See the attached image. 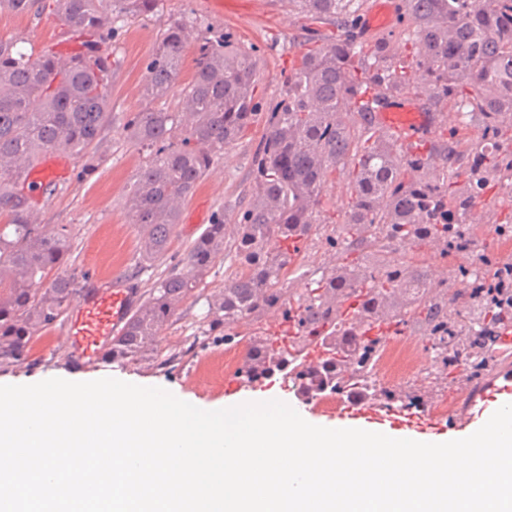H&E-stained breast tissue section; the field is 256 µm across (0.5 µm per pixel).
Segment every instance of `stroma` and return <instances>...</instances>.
I'll use <instances>...</instances> for the list:
<instances>
[{
  "mask_svg": "<svg viewBox=\"0 0 512 512\" xmlns=\"http://www.w3.org/2000/svg\"><path fill=\"white\" fill-rule=\"evenodd\" d=\"M236 13L208 8L203 0H164L154 15L127 25L112 41V118L103 133L102 162L95 175L78 180V164H71L66 176L55 181L54 189L41 201L40 223L47 227L70 224L74 238L70 265L77 272L110 277L142 271L140 236L126 219L125 204L139 165L137 150L124 138L123 125L129 113L141 111L146 101L143 83L146 66L161 32L171 17L184 14L196 19L200 28L229 32L251 47L260 83L256 98L263 105L275 102L283 80L305 41L332 33L330 25L308 21L291 11L285 0H239ZM60 28L46 15L18 16L0 11V37L20 39L29 45L59 38ZM263 135L255 124L223 159L216 162L207 178L185 203L168 248L169 257L181 258L187 246L210 224L217 210L233 214L244 207L252 194V160ZM229 262L217 260L197 295L189 297L163 329L156 358L138 364L111 363L109 374H122L170 387L191 400L210 404L225 399L224 336L198 335L197 326L207 310L206 297L223 287ZM63 323H56L35 342L29 363L0 366V379L14 380L35 375L61 374L68 354L53 339L62 335ZM185 355L175 365L160 367V359L172 350Z\"/></svg>",
  "mask_w": 512,
  "mask_h": 512,
  "instance_id": "35a3bbf8",
  "label": "stroma"
}]
</instances>
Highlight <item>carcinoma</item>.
I'll list each match as a JSON object with an SVG mask.
<instances>
[{
    "label": "carcinoma",
    "instance_id": "cac0c4a2",
    "mask_svg": "<svg viewBox=\"0 0 512 512\" xmlns=\"http://www.w3.org/2000/svg\"><path fill=\"white\" fill-rule=\"evenodd\" d=\"M367 0H288L315 23L336 24L299 51L284 94L262 110L249 50L224 32L204 36L196 21L170 19L146 66L149 102L178 90L175 110L147 106L127 117L128 140L141 155L126 202L140 230L141 257L166 264L142 295L124 330L105 349L107 362H138L157 352L156 337L192 296L232 235L236 271L207 298L201 335L234 329L261 313L287 322L284 336L265 333L248 350L278 365L290 350L318 344L321 371L308 385L353 390L377 352L411 321L434 338L441 371L462 358L489 367L487 350L512 330V264L491 267L474 251L473 207L500 206L494 234L512 240V0H402L398 35L366 37ZM162 0H0V10L44 13L62 30H79L72 58L57 63L0 38V365L28 360L35 340L67 315L88 283L68 269L73 228L34 220L28 167L49 150L98 169V147L111 120L112 75L101 58L115 31L159 10ZM196 49L190 80L180 81L184 52ZM414 91L424 105L461 118L440 123L429 144L405 147L379 127L389 99ZM264 118L253 157V192L239 220L218 211L175 263L166 262L183 204L210 168L257 116ZM347 180L342 222L325 238L338 263L317 271L293 295L288 275L301 269L304 244L330 223L326 185ZM438 243L441 257L467 256L448 291L413 261L392 257ZM497 285L494 294L489 284ZM358 308L336 311V298Z\"/></svg>",
    "mask_w": 512,
    "mask_h": 512
}]
</instances>
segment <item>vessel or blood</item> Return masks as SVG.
<instances>
[{"mask_svg":"<svg viewBox=\"0 0 512 512\" xmlns=\"http://www.w3.org/2000/svg\"><path fill=\"white\" fill-rule=\"evenodd\" d=\"M395 7V0H376L371 12L361 21L364 31L372 33L389 23ZM377 121L406 143L426 136L429 128L428 115L418 108L413 94L392 99L378 112ZM67 164V156L48 151L30 169L27 179L40 184L54 181L63 177ZM137 300V294L118 281L96 284L75 298L65 325L70 369L80 371L99 365L104 347L121 334ZM317 363V357H309L306 364L296 366L288 377V389L294 395L292 404L305 414L319 409L320 398L303 392L300 376ZM420 390L421 401L412 411L377 396L362 403L338 399L336 423L369 430H400L417 441L443 434L452 440L464 438L478 430L499 407L512 403V370L499 374L480 392L475 391L469 371L458 370L455 402L444 412L437 408L433 378H423Z\"/></svg>","mask_w":512,"mask_h":512,"instance_id":"vessel-or-blood-1","label":"vessel or blood"}]
</instances>
